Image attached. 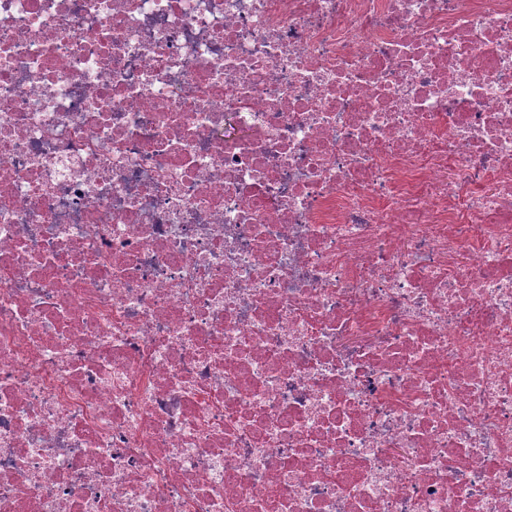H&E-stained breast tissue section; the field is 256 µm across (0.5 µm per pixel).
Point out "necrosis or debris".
Here are the masks:
<instances>
[{"instance_id":"1","label":"necrosis or debris","mask_w":512,"mask_h":512,"mask_svg":"<svg viewBox=\"0 0 512 512\" xmlns=\"http://www.w3.org/2000/svg\"><path fill=\"white\" fill-rule=\"evenodd\" d=\"M0 512H512V0H0Z\"/></svg>"}]
</instances>
